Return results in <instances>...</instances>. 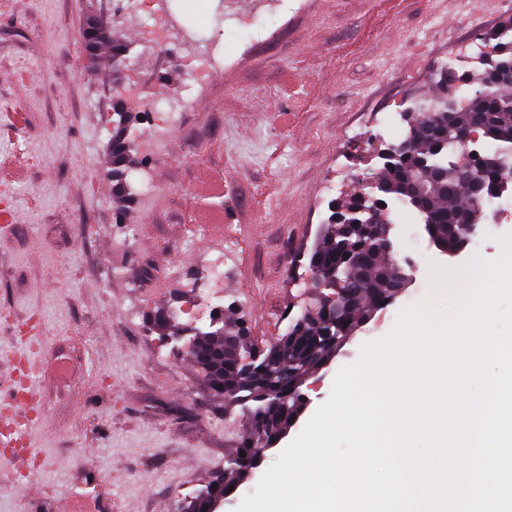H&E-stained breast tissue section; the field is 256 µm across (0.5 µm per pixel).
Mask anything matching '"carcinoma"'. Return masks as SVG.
I'll list each match as a JSON object with an SVG mask.
<instances>
[{
	"mask_svg": "<svg viewBox=\"0 0 512 512\" xmlns=\"http://www.w3.org/2000/svg\"><path fill=\"white\" fill-rule=\"evenodd\" d=\"M457 82H476L478 88L466 102L458 104L456 117L426 110L412 113L403 137L408 149L402 160L394 167L380 170L375 179L376 190L351 195L340 209L370 208L389 199L416 208L406 194L404 174L414 166L417 157L432 152L439 170L434 179L424 182L421 191L424 208L434 215L427 234L439 249L458 251L467 246L457 208H465L466 223H484L486 204L499 197L495 193L498 184L512 180V83L497 84L494 67L483 62L457 77ZM115 114L118 121L112 140V177L116 193L123 194L129 189L122 169L126 117L118 108ZM429 125L437 126L440 141L423 135ZM467 132L495 144L493 151L483 152L474 160V172L483 174V201L477 205L459 187L457 163ZM378 232L376 224L332 221L324 226L321 242L311 250V255L319 258L321 278L330 284L340 283L351 300V309L341 323L336 324L316 308L306 306L300 314L303 325L292 321L288 333L267 346L263 359L269 369L246 378L241 375L243 366L236 365L231 358L224 359V398L248 412L247 425L238 438V456L224 474L215 477V481L224 484V490L236 489L246 481L254 470L260 443L275 439L281 430L294 424L291 416L301 415L307 401L303 386L309 377L325 367L375 312L397 299L402 282L391 254H375L369 277L361 276L362 264Z\"/></svg>",
	"mask_w": 512,
	"mask_h": 512,
	"instance_id": "1",
	"label": "carcinoma"
}]
</instances>
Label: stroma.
Instances as JSON below:
<instances>
[{"label": "stroma", "instance_id": "1", "mask_svg": "<svg viewBox=\"0 0 512 512\" xmlns=\"http://www.w3.org/2000/svg\"><path fill=\"white\" fill-rule=\"evenodd\" d=\"M199 2L230 64L187 113L147 205L134 191L120 204L112 195L114 106L131 108L129 81L149 93L175 76L147 49L144 20L114 14L110 0H0V125L21 124L0 138V196L18 217L0 223V379L32 354L40 372L26 385L42 407L25 475L0 464V512H60L98 480L112 512H175L222 473L246 416L174 349L188 322L173 271L203 281V253L220 238L237 243L224 320L245 321L252 348L283 335L309 300V251L333 207L325 183L349 169L347 196L380 171L376 149L404 136L398 122L383 132L387 111L427 93L438 62L465 70L476 31L512 23L500 0H287L254 44L232 37L227 0ZM94 19L124 44L120 68L111 47L87 49ZM127 224L140 235L122 249ZM507 232L512 215L488 213L482 235L451 257L420 217L394 224L414 281L308 380L288 438L340 368L427 295L431 265L496 258L494 238Z\"/></svg>", "mask_w": 512, "mask_h": 512}]
</instances>
